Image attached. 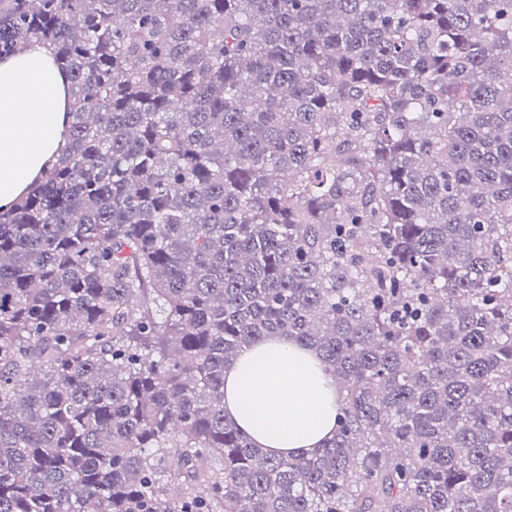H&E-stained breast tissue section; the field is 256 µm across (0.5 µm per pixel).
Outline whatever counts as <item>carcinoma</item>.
Instances as JSON below:
<instances>
[{
  "instance_id": "obj_1",
  "label": "carcinoma",
  "mask_w": 512,
  "mask_h": 512,
  "mask_svg": "<svg viewBox=\"0 0 512 512\" xmlns=\"http://www.w3.org/2000/svg\"><path fill=\"white\" fill-rule=\"evenodd\" d=\"M68 150L0 214V512H512V0H0ZM284 337L336 432L224 370ZM337 400L316 353L284 338L247 345L224 375V414L276 456L321 448L336 431Z\"/></svg>"
}]
</instances>
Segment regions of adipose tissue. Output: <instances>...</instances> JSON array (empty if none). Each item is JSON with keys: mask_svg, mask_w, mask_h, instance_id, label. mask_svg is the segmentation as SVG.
<instances>
[{"mask_svg": "<svg viewBox=\"0 0 512 512\" xmlns=\"http://www.w3.org/2000/svg\"><path fill=\"white\" fill-rule=\"evenodd\" d=\"M71 81L47 47L0 58V213L29 192L68 142ZM336 381L312 350L284 338L243 348L224 375V413L278 456L322 447L336 430Z\"/></svg>", "mask_w": 512, "mask_h": 512, "instance_id": "obj_1", "label": "adipose tissue"}]
</instances>
